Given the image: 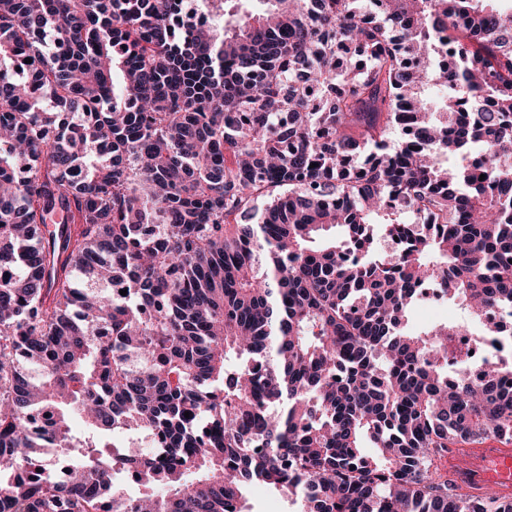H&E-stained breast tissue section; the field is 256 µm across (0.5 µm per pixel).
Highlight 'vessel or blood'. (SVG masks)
<instances>
[{
	"label": "vessel or blood",
	"mask_w": 512,
	"mask_h": 512,
	"mask_svg": "<svg viewBox=\"0 0 512 512\" xmlns=\"http://www.w3.org/2000/svg\"><path fill=\"white\" fill-rule=\"evenodd\" d=\"M446 464L453 481L473 496H512V448H467L450 454Z\"/></svg>",
	"instance_id": "obj_1"
}]
</instances>
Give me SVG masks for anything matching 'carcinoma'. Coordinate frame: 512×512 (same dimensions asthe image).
<instances>
[{"label":"carcinoma","mask_w":512,"mask_h":512,"mask_svg":"<svg viewBox=\"0 0 512 512\" xmlns=\"http://www.w3.org/2000/svg\"><path fill=\"white\" fill-rule=\"evenodd\" d=\"M196 2L0 0V512H512V7ZM456 308L457 306L448 303L447 314L442 315L441 318H436L425 308L418 305L408 317L407 330L420 331L439 322H456L465 319L464 311L456 312ZM453 346L448 353V368L467 367L472 370L473 379H479L483 361L494 349L478 344L471 336H452ZM473 351V355L469 352ZM445 464L453 481L475 497L490 492L500 497L512 496L511 441L491 438L467 445L464 450L449 454ZM250 504L253 512H285L293 510L286 496L273 497L261 484H253L249 490Z\"/></svg>","instance_id":"obj_1"}]
</instances>
